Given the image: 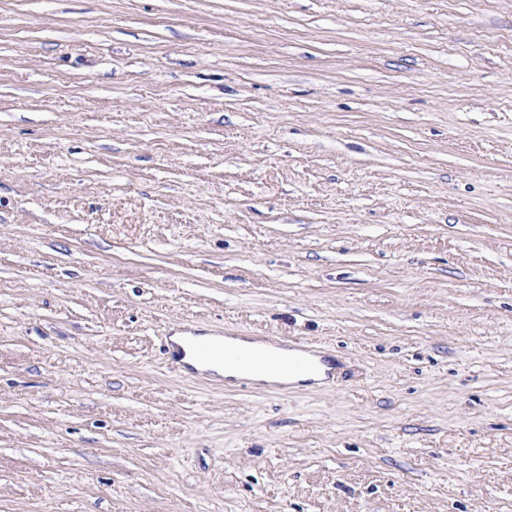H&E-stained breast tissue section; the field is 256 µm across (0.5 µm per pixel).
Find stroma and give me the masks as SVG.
I'll return each mask as SVG.
<instances>
[{
  "label": "stroma",
  "mask_w": 512,
  "mask_h": 512,
  "mask_svg": "<svg viewBox=\"0 0 512 512\" xmlns=\"http://www.w3.org/2000/svg\"><path fill=\"white\" fill-rule=\"evenodd\" d=\"M0 512H512V0H0ZM221 338L220 336H174L172 340L178 344L184 343L188 339L209 340L198 344L194 353L195 356L203 362H220L225 364H232L237 366H250L255 365L261 368L264 372L277 376L284 373H290L297 376H307L314 371V362L306 357H298L290 362H285L274 352L256 353L250 349L236 346L247 345L260 347L259 343L245 342L241 339ZM199 370L211 371L212 373L223 376L224 378L233 379H247L255 382H266L276 384L296 383L299 378H294L288 375H281L272 377L264 374L262 371H244L233 367H225L223 365H196Z\"/></svg>",
  "instance_id": "35a3bbf8"
}]
</instances>
